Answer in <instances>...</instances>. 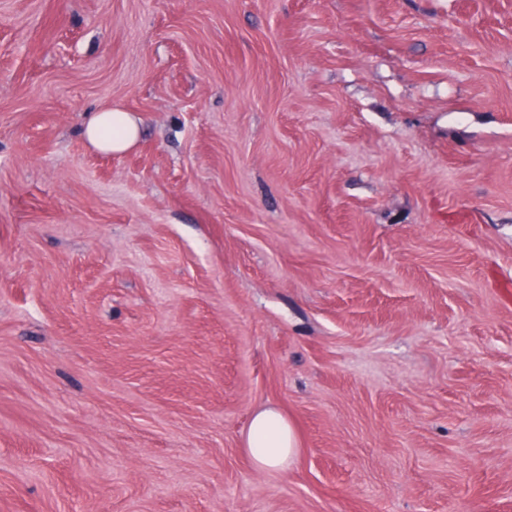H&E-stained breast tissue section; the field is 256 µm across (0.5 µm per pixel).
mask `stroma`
<instances>
[{"label": "stroma", "mask_w": 512, "mask_h": 512, "mask_svg": "<svg viewBox=\"0 0 512 512\" xmlns=\"http://www.w3.org/2000/svg\"><path fill=\"white\" fill-rule=\"evenodd\" d=\"M507 284L512 0H0V512H512ZM111 122L112 136L109 137L104 131ZM82 133L94 149L104 153L122 154L137 144L141 129L134 115L119 108L104 106L89 112ZM243 449L259 470H278L297 455L298 439L288 418L275 407L256 411L242 440Z\"/></svg>", "instance_id": "stroma-1"}]
</instances>
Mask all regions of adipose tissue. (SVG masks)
<instances>
[{
    "mask_svg": "<svg viewBox=\"0 0 512 512\" xmlns=\"http://www.w3.org/2000/svg\"><path fill=\"white\" fill-rule=\"evenodd\" d=\"M140 134V123L134 115L109 106L90 112L83 128L84 138L94 149L112 154L132 149ZM242 445L253 465L260 470L284 468L299 450L294 426L274 407L256 411Z\"/></svg>",
    "mask_w": 512,
    "mask_h": 512,
    "instance_id": "1",
    "label": "adipose tissue"
}]
</instances>
